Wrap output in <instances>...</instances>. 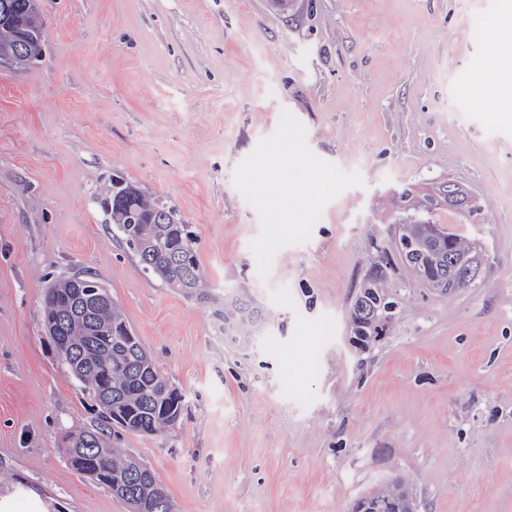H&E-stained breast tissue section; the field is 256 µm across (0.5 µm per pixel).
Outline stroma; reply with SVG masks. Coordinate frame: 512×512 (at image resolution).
Listing matches in <instances>:
<instances>
[{"label": "stroma", "mask_w": 512, "mask_h": 512, "mask_svg": "<svg viewBox=\"0 0 512 512\" xmlns=\"http://www.w3.org/2000/svg\"><path fill=\"white\" fill-rule=\"evenodd\" d=\"M501 0H40L44 53L0 67V512H133L63 453L103 409L44 324L99 281L184 396L112 428L174 512H512V118L468 93ZM291 142L334 179L304 223L253 180ZM124 178L192 235L210 297L142 273L101 205ZM456 184L480 215L418 209ZM480 244L470 287L394 258L397 206ZM396 309L352 342L362 282ZM260 310L251 322L237 303ZM404 506L415 512L406 492L398 488L391 497H381L377 494L362 496L355 503L352 512H399L403 511Z\"/></svg>", "instance_id": "1"}]
</instances>
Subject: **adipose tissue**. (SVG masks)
I'll return each mask as SVG.
<instances>
[{
	"label": "adipose tissue",
	"instance_id": "obj_1",
	"mask_svg": "<svg viewBox=\"0 0 512 512\" xmlns=\"http://www.w3.org/2000/svg\"><path fill=\"white\" fill-rule=\"evenodd\" d=\"M507 30L512 31V0H503L498 20L485 33L489 50L472 85L493 119L512 112V44L502 39Z\"/></svg>",
	"mask_w": 512,
	"mask_h": 512
}]
</instances>
